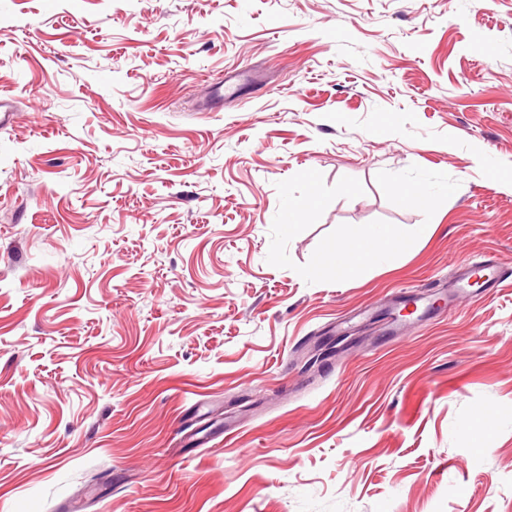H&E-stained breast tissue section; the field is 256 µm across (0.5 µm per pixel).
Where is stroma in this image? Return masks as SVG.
Instances as JSON below:
<instances>
[{
	"label": "stroma",
	"mask_w": 512,
	"mask_h": 512,
	"mask_svg": "<svg viewBox=\"0 0 512 512\" xmlns=\"http://www.w3.org/2000/svg\"><path fill=\"white\" fill-rule=\"evenodd\" d=\"M0 97V512H512V288L448 300L512 269V0H0ZM306 170L364 193L278 268Z\"/></svg>",
	"instance_id": "obj_1"
}]
</instances>
